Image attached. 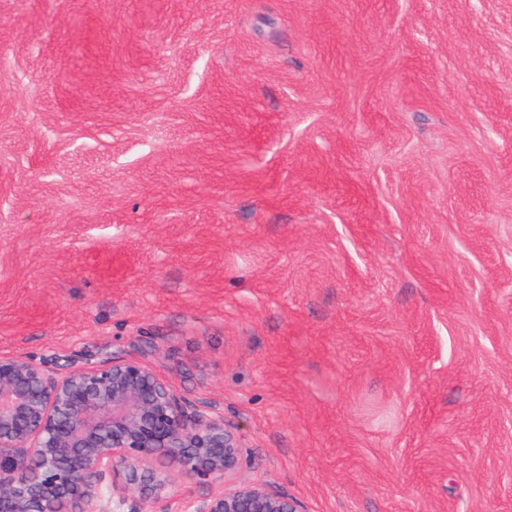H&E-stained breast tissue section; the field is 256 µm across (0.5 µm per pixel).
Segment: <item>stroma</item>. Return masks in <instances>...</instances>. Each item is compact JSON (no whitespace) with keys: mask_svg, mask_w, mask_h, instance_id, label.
<instances>
[{"mask_svg":"<svg viewBox=\"0 0 512 512\" xmlns=\"http://www.w3.org/2000/svg\"><path fill=\"white\" fill-rule=\"evenodd\" d=\"M145 341L307 512H512V0H0V353Z\"/></svg>","mask_w":512,"mask_h":512,"instance_id":"35a3bbf8","label":"stroma"}]
</instances>
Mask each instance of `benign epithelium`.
I'll return each mask as SVG.
<instances>
[{"instance_id":"obj_1","label":"benign epithelium","mask_w":512,"mask_h":512,"mask_svg":"<svg viewBox=\"0 0 512 512\" xmlns=\"http://www.w3.org/2000/svg\"><path fill=\"white\" fill-rule=\"evenodd\" d=\"M140 352L53 364L0 354V512H306L246 481L169 499L171 464L202 485L236 478L243 438L224 414L186 402Z\"/></svg>"}]
</instances>
